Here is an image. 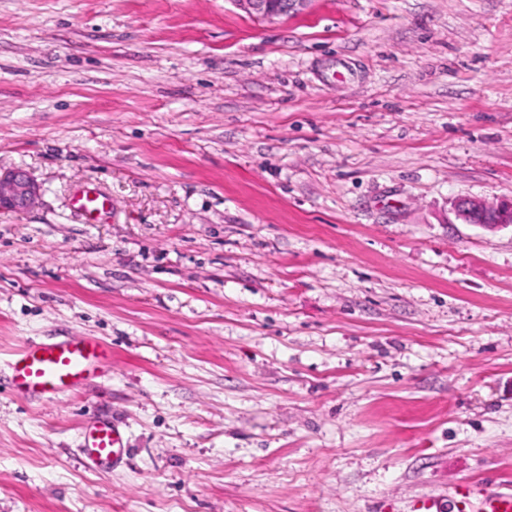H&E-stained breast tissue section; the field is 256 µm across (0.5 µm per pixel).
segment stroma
I'll return each instance as SVG.
<instances>
[{
  "label": "stroma",
  "mask_w": 512,
  "mask_h": 512,
  "mask_svg": "<svg viewBox=\"0 0 512 512\" xmlns=\"http://www.w3.org/2000/svg\"><path fill=\"white\" fill-rule=\"evenodd\" d=\"M0 512H456L512 490V0H0ZM97 187L112 210L71 205ZM112 368L25 399L27 340ZM128 453L96 468L83 421ZM251 15L270 20L301 11L308 0H234ZM39 186L23 171L0 173V210H24L36 200ZM455 211L457 217L468 224H512V202L494 207L478 200L460 199L455 204ZM81 450L85 459L96 467L109 468L123 461L126 440L118 421L94 417L81 433Z\"/></svg>",
  "instance_id": "35a3bbf8"
}]
</instances>
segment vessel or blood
I'll return each instance as SVG.
<instances>
[{"label": "vessel or blood", "instance_id": "b4317fda", "mask_svg": "<svg viewBox=\"0 0 512 512\" xmlns=\"http://www.w3.org/2000/svg\"><path fill=\"white\" fill-rule=\"evenodd\" d=\"M74 206L90 219L112 208L109 196L87 188L73 197ZM112 365V350L102 340L72 336L61 341L25 342L14 354L10 389L28 398L54 399L101 376ZM85 459L97 467L109 468L123 461L126 440L119 422L108 417L89 420L81 433Z\"/></svg>", "mask_w": 512, "mask_h": 512}]
</instances>
